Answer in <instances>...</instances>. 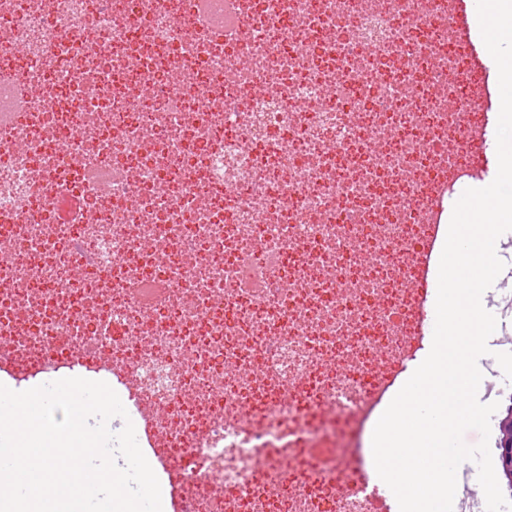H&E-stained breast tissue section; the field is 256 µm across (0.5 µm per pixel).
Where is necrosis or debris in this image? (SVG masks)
I'll use <instances>...</instances> for the list:
<instances>
[{"label": "necrosis or debris", "instance_id": "1", "mask_svg": "<svg viewBox=\"0 0 512 512\" xmlns=\"http://www.w3.org/2000/svg\"><path fill=\"white\" fill-rule=\"evenodd\" d=\"M229 1L220 36L196 0H0V372L120 367L156 466L191 460L173 512H372L324 454L422 346L425 171L474 175L455 15Z\"/></svg>", "mask_w": 512, "mask_h": 512}]
</instances>
